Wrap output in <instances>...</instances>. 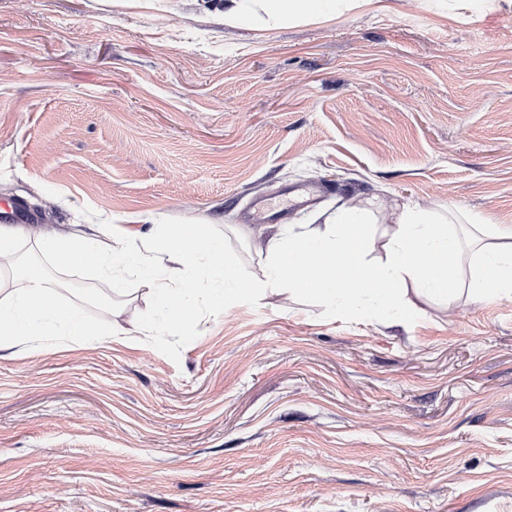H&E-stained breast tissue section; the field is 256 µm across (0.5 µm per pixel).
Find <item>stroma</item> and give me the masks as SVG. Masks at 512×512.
I'll return each mask as SVG.
<instances>
[{
	"label": "stroma",
	"mask_w": 512,
	"mask_h": 512,
	"mask_svg": "<svg viewBox=\"0 0 512 512\" xmlns=\"http://www.w3.org/2000/svg\"><path fill=\"white\" fill-rule=\"evenodd\" d=\"M307 186L286 222L367 200L382 255L405 203L512 225V6L379 0L276 29L161 0H0V209L63 299L113 296L98 259L38 247L135 218L225 236L242 281L278 224L253 198ZM0 352V512H512V299L461 293L355 321L305 298L202 307L192 334ZM40 245L61 266L74 265L75 259L84 260L90 254L87 239L77 235L47 237Z\"/></svg>",
	"instance_id": "1"
}]
</instances>
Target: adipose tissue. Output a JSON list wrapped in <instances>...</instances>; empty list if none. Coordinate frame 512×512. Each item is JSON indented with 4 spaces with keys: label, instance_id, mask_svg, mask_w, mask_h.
I'll return each instance as SVG.
<instances>
[{
    "label": "adipose tissue",
    "instance_id": "obj_1",
    "mask_svg": "<svg viewBox=\"0 0 512 512\" xmlns=\"http://www.w3.org/2000/svg\"><path fill=\"white\" fill-rule=\"evenodd\" d=\"M216 21L243 28H279L303 20H330L346 12L373 9L377 0H202ZM372 204L341 207L321 232L285 231L266 248L262 277L240 285L236 267L222 238L189 224L156 225L151 257L131 247L135 232L114 221L112 245L103 262L117 276L152 281L159 316H145L144 335L159 324L189 331L197 305L210 308L256 303L267 295L307 294L339 314L363 317L373 311L395 313L408 321L417 313L416 299L448 301L458 297L463 242L448 216L403 204L393 215L394 232L384 253L370 260L365 250L372 236ZM477 274L472 294L488 300L512 298V225L482 216L469 219ZM174 267H165V257ZM207 276L210 287L199 285ZM25 285L0 297V350L26 349L42 337L64 334L92 342L104 331L72 303L63 302L43 272H24Z\"/></svg>",
    "mask_w": 512,
    "mask_h": 512
}]
</instances>
